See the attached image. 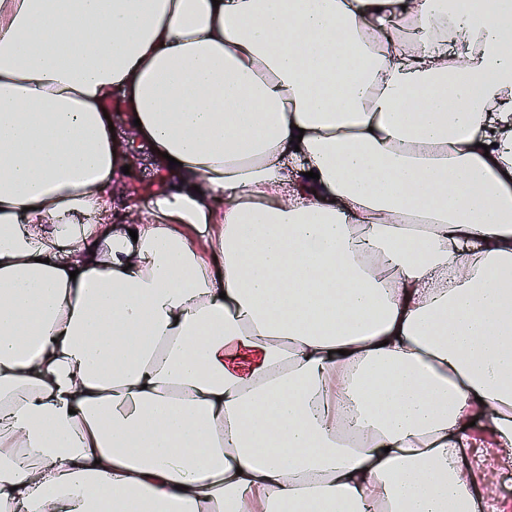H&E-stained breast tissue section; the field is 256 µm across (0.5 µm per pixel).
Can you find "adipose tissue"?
I'll return each instance as SVG.
<instances>
[{
	"label": "adipose tissue",
	"instance_id": "obj_1",
	"mask_svg": "<svg viewBox=\"0 0 512 512\" xmlns=\"http://www.w3.org/2000/svg\"><path fill=\"white\" fill-rule=\"evenodd\" d=\"M510 27L0 0V512H476L467 423L512 461ZM142 149L169 184L113 223Z\"/></svg>",
	"mask_w": 512,
	"mask_h": 512
}]
</instances>
